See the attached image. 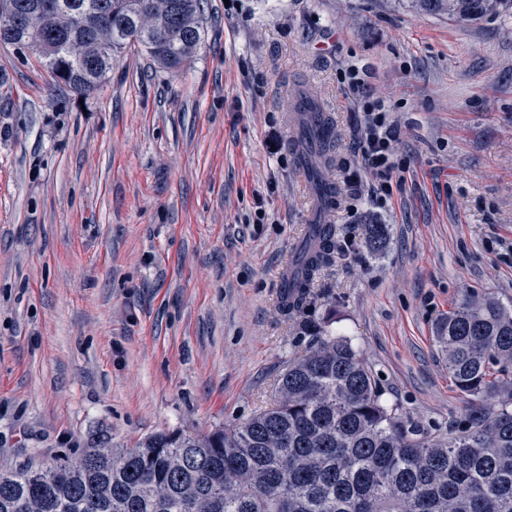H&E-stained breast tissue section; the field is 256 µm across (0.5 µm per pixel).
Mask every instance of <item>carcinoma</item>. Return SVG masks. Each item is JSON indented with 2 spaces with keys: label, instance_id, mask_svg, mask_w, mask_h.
Listing matches in <instances>:
<instances>
[{
  "label": "carcinoma",
  "instance_id": "cac0c4a2",
  "mask_svg": "<svg viewBox=\"0 0 512 512\" xmlns=\"http://www.w3.org/2000/svg\"><path fill=\"white\" fill-rule=\"evenodd\" d=\"M206 0H0V35L35 55L58 85L87 97L126 50L176 73L205 41ZM429 14L475 21L512 15V0H412ZM92 10L95 27L78 19ZM294 147L320 213L336 206L326 178L332 125L310 95ZM336 261V225H310L292 257L286 316L304 311ZM448 375L479 415L448 434L407 423L384 399L352 341L330 336L288 361L272 403L205 435L160 431L118 448L102 429L48 463L0 470V512H512V310L465 294L436 326Z\"/></svg>",
  "mask_w": 512,
  "mask_h": 512
}]
</instances>
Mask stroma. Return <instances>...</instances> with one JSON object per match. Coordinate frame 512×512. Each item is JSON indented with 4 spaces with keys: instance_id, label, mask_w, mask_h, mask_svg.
<instances>
[{
    "instance_id": "stroma-1",
    "label": "stroma",
    "mask_w": 512,
    "mask_h": 512,
    "mask_svg": "<svg viewBox=\"0 0 512 512\" xmlns=\"http://www.w3.org/2000/svg\"><path fill=\"white\" fill-rule=\"evenodd\" d=\"M207 3L181 72L124 53L85 99L0 47V469L93 427L131 447L244 421L325 334L351 339L409 424L445 433L477 413L434 330L466 293L512 309V19L410 0ZM353 64L394 107L405 169L382 205L346 181ZM305 90L334 122L327 221L354 246L289 320L281 275L317 213L292 148Z\"/></svg>"
}]
</instances>
